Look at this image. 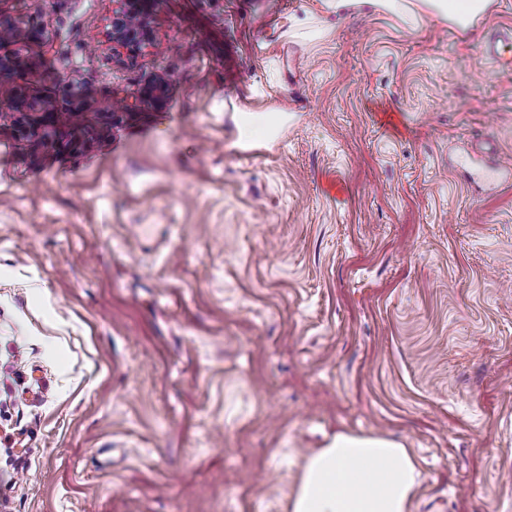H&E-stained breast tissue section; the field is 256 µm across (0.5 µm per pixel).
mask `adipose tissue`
I'll list each match as a JSON object with an SVG mask.
<instances>
[{"mask_svg": "<svg viewBox=\"0 0 512 512\" xmlns=\"http://www.w3.org/2000/svg\"><path fill=\"white\" fill-rule=\"evenodd\" d=\"M441 19L471 27L490 0H423ZM418 472L403 446L378 436L336 434L306 461L290 512H409Z\"/></svg>", "mask_w": 512, "mask_h": 512, "instance_id": "ef3b65f1", "label": "adipose tissue"}]
</instances>
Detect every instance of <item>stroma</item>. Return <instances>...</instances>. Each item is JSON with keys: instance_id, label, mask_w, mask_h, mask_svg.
I'll use <instances>...</instances> for the list:
<instances>
[{"instance_id": "35a3bbf8", "label": "stroma", "mask_w": 512, "mask_h": 512, "mask_svg": "<svg viewBox=\"0 0 512 512\" xmlns=\"http://www.w3.org/2000/svg\"><path fill=\"white\" fill-rule=\"evenodd\" d=\"M118 7L0 0V512H289L339 432L512 512V185L457 164H512V0H151L132 65ZM441 19L470 28L487 10L490 0H423ZM486 58L496 66L512 65V27L502 26L496 28L484 43Z\"/></svg>"}]
</instances>
